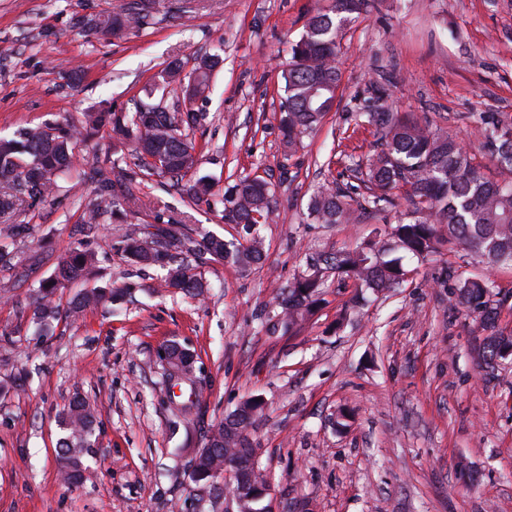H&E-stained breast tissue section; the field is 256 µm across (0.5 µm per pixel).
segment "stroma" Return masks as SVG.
<instances>
[{
  "label": "stroma",
  "instance_id": "obj_1",
  "mask_svg": "<svg viewBox=\"0 0 512 512\" xmlns=\"http://www.w3.org/2000/svg\"><path fill=\"white\" fill-rule=\"evenodd\" d=\"M0 0V136L25 127L81 125L87 112L134 111L145 99L175 110L167 66L191 73L217 55L205 121L190 130L196 173L214 184L211 205L183 202L169 176L132 184L133 201L86 233L94 182L60 177L50 201L0 213V512H173L188 502L190 451L245 399L266 402L253 426L278 512H512V358L486 366V331L462 306L444 258L408 281L362 295L330 284L292 329L268 313L310 259L363 240H385L394 214L358 224H312L318 186L350 183L378 129L364 109L410 112L472 151L479 113L512 116V0H376L340 35L336 101L295 149L282 140L280 73L307 19L331 0ZM128 16L117 33L101 30ZM387 99H380V92ZM136 161L111 128L79 152L87 171L104 158ZM274 186V219L258 227L264 263L208 262V289L189 299L157 287L159 270L112 245L156 227L230 240L220 199L237 177ZM96 254L94 285L129 287L124 301L79 318L60 313L48 334L33 322V291L72 248ZM462 278L486 277L508 297L497 326L512 333V268L458 261ZM176 341L198 356L208 385L197 416L172 430L160 399L158 353ZM95 409L87 479L65 488L56 461L60 412L75 395Z\"/></svg>",
  "mask_w": 512,
  "mask_h": 512
}]
</instances>
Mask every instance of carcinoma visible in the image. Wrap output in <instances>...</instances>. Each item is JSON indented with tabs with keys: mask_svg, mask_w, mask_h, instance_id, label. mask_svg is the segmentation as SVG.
Returning <instances> with one entry per match:
<instances>
[{
	"mask_svg": "<svg viewBox=\"0 0 512 512\" xmlns=\"http://www.w3.org/2000/svg\"><path fill=\"white\" fill-rule=\"evenodd\" d=\"M374 6V0H333L331 7L312 16L299 41L292 47V61L281 73L284 83V103L280 125L288 149H293L304 134L313 131L333 106L335 96L324 92L320 98L311 96L318 82L339 81L337 58L339 33L348 24ZM219 58H201L188 84L202 93L210 84ZM367 122L380 130L382 148L367 163L353 168L360 186L323 185L310 196L308 219L314 224H351L368 214L386 211L395 206L396 192L404 191L411 200V217L400 218L392 227L388 242L374 239L353 248H339L325 254L322 265L313 266L297 275L288 286L275 314L277 321L293 327L304 320L316 306L325 276L351 278L357 287L380 291L402 284L410 273L407 261H424L441 253L458 249L475 255L489 268L512 266V178L494 181L484 172L483 159L498 169L512 174V118L498 113L479 116L484 137L482 158H477L457 138L440 129L430 128L411 113L364 112ZM204 116L186 108L182 114L171 112H139L114 115L95 112L88 116L86 127L96 129L112 125V131L133 143L138 164L128 172L106 159L93 172L98 184L97 197L89 204L84 223L93 226L108 212L119 211L120 201L111 187L117 182L132 183L140 176L168 174L175 179L173 187L179 193L199 203H210L213 196L211 181L193 178L197 159L189 140L191 126ZM80 138L70 126H37L24 128L12 138H0V177H10L15 193L0 198V211L10 210L19 196L36 202H46L57 185V179L75 169L73 158ZM365 192H359V188ZM270 183L257 177H242L224 188V221L242 227L251 247L240 249L239 240L226 241L205 236L201 241L178 237L167 228L144 238H129L112 245V250L129 261L157 266L165 271L163 286L173 293L195 298L202 294L204 284L196 266L206 260L230 262L248 268L264 260L262 242L254 238L259 224L272 220ZM190 254V262L182 254ZM95 263V255L79 248L70 250L58 263L53 276L39 284L33 319L39 331L49 329L60 314L57 292L69 283L85 281ZM459 303L478 318L489 337L482 357L487 366L503 358L502 351L512 340L497 330V309L507 297H497L495 284L488 278H466L458 281ZM101 288H84L68 303L67 312L76 316L104 302ZM190 397L169 408L170 427L188 425L197 407ZM261 402L250 400L231 420L216 425L213 449L196 460L198 482L203 486L209 473L227 461L240 457L241 449L251 447L245 431L251 424L252 411ZM94 409L80 395L73 397L63 412L65 436L59 443V472L67 488L83 480L81 449L92 445ZM245 476L255 484V497L242 499L241 512H267L268 500L263 496L267 474L261 463L245 468Z\"/></svg>",
	"mask_w": 512,
	"mask_h": 512,
	"instance_id": "cac0c4a2",
	"label": "carcinoma"
}]
</instances>
